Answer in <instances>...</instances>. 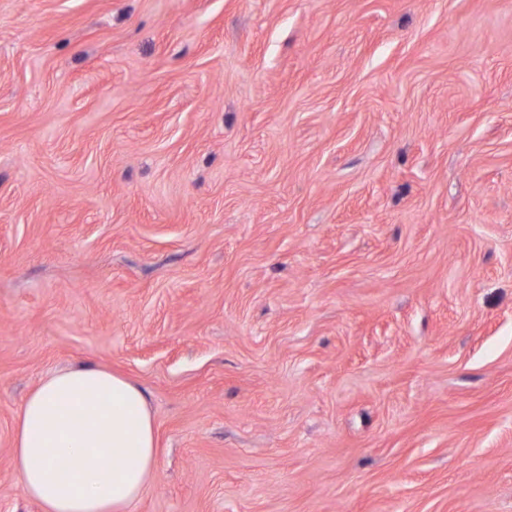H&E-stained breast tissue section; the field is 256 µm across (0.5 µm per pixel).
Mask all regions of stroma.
Instances as JSON below:
<instances>
[{
	"label": "stroma",
	"instance_id": "1",
	"mask_svg": "<svg viewBox=\"0 0 512 512\" xmlns=\"http://www.w3.org/2000/svg\"><path fill=\"white\" fill-rule=\"evenodd\" d=\"M89 364L135 512H512V0H0V512Z\"/></svg>",
	"mask_w": 512,
	"mask_h": 512
}]
</instances>
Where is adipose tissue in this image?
I'll return each instance as SVG.
<instances>
[{
  "label": "adipose tissue",
  "instance_id": "adipose-tissue-1",
  "mask_svg": "<svg viewBox=\"0 0 512 512\" xmlns=\"http://www.w3.org/2000/svg\"><path fill=\"white\" fill-rule=\"evenodd\" d=\"M156 453L143 391L100 366L41 379L15 418L13 466L43 512H133Z\"/></svg>",
  "mask_w": 512,
  "mask_h": 512
}]
</instances>
